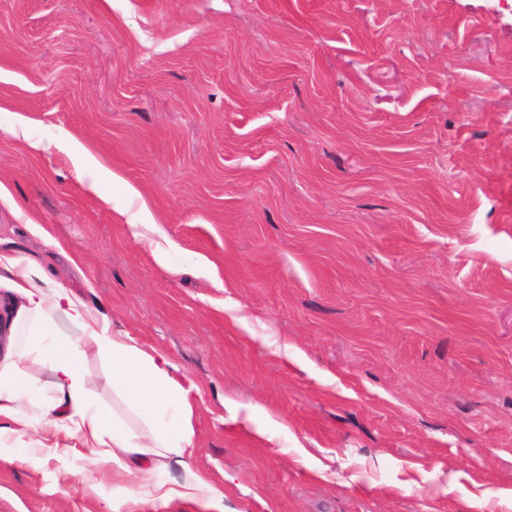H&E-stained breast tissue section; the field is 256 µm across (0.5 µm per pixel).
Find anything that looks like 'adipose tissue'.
Here are the masks:
<instances>
[{
	"label": "adipose tissue",
	"mask_w": 512,
	"mask_h": 512,
	"mask_svg": "<svg viewBox=\"0 0 512 512\" xmlns=\"http://www.w3.org/2000/svg\"><path fill=\"white\" fill-rule=\"evenodd\" d=\"M0 286L18 301L15 325L29 327L32 336L27 347L0 364V435L40 422L42 429L91 448L97 468L134 479V486L121 488L125 499L136 500L141 493L159 502L190 497L214 512L220 494L187 467L194 448L196 386L171 357L113 329L104 313L71 289L54 285L26 255L0 253ZM64 321L75 334L61 331ZM90 349L109 360L112 390L138 416L139 427L110 416L90 397L83 365ZM42 373L53 389L47 398L38 395ZM173 463L186 469L175 486L159 478Z\"/></svg>",
	"instance_id": "ef3b65f1"
}]
</instances>
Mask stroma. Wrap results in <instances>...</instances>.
Here are the masks:
<instances>
[{"label": "stroma", "mask_w": 512, "mask_h": 512, "mask_svg": "<svg viewBox=\"0 0 512 512\" xmlns=\"http://www.w3.org/2000/svg\"><path fill=\"white\" fill-rule=\"evenodd\" d=\"M0 185V250L197 385L223 512H512V0H0ZM41 437L0 512H103ZM70 147L78 160L81 170H92L98 177L114 179V173L87 150L81 142L73 138L70 141Z\"/></svg>", "instance_id": "1"}]
</instances>
